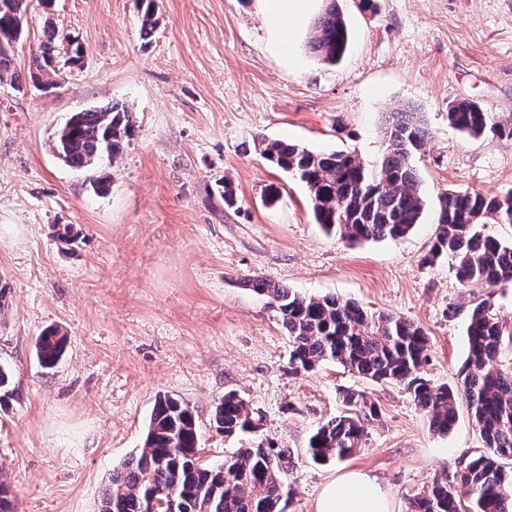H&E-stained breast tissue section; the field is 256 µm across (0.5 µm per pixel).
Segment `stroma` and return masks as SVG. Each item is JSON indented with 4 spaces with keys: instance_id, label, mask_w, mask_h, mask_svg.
<instances>
[{
    "instance_id": "1",
    "label": "stroma",
    "mask_w": 512,
    "mask_h": 512,
    "mask_svg": "<svg viewBox=\"0 0 512 512\" xmlns=\"http://www.w3.org/2000/svg\"><path fill=\"white\" fill-rule=\"evenodd\" d=\"M322 4L342 14L349 47L335 63L302 50L296 70L268 50L256 0H157L147 39L138 0L32 5L13 62L20 79L44 21L83 58L46 93L0 83V362L14 375L0 402V481L14 512H99L162 395L194 408L202 459L283 452L286 512H314L322 487L350 470L376 476L393 512H406L409 497L483 452L465 402L441 435L402 385L332 362L292 372L279 313L242 280L414 322L430 338L424 374L437 385L457 381L472 304L490 299L512 329V287L465 288L452 258L426 261L440 193L512 189V138L448 125L460 99L512 117V0H377L373 12L360 0ZM115 104L129 108L133 130L100 165L110 182L101 197L49 137L70 113ZM406 106L432 138L414 158L427 206L398 240L325 234L306 187L256 148L280 139L372 164L386 149L385 113ZM48 328L67 338L49 369L35 349ZM346 390L375 405L364 446L315 463L308 439L346 413ZM228 391L260 411L257 432L228 438L214 426Z\"/></svg>"
}]
</instances>
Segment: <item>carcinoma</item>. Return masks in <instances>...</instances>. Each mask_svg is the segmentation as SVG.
Segmentation results:
<instances>
[{
	"label": "carcinoma",
	"mask_w": 512,
	"mask_h": 512,
	"mask_svg": "<svg viewBox=\"0 0 512 512\" xmlns=\"http://www.w3.org/2000/svg\"><path fill=\"white\" fill-rule=\"evenodd\" d=\"M141 34L155 29V0H139ZM30 0H0V82L12 71L13 55L26 34ZM310 49L333 63L349 45V31L336 7L316 23ZM82 46L68 34L47 25L35 56L31 85L46 91L58 82L57 59L76 63ZM388 145L380 161L369 164L342 151L320 153L283 140H261V155L302 181L311 197L316 223L328 234L350 243L407 236L421 222L426 199L414 156L429 140L425 121L416 112L384 115ZM448 125L479 138L490 132L512 137V117L504 119L468 99L448 109ZM128 108L114 105L71 113L51 134V148L63 163L89 173L94 192L105 195L109 183L96 174L100 163L121 152L131 135ZM435 243L428 262L446 255L464 287L512 285V240L482 231L488 224H512V190L499 194L451 191L438 196ZM245 286L269 299L279 311L291 342L290 362L297 371H311L335 362L376 382L405 387L429 416L433 432L450 433L457 421L456 402L466 401L486 451L464 463L451 480H436L409 498L408 512H512V473L499 463L512 457V369L497 357L509 331L487 300L469 309L468 355L458 385H435L423 375L429 338L411 321L394 314L373 316L360 305L335 295L302 297L261 277ZM65 347V337L48 329L36 339L39 363L50 368ZM261 416L247 408L235 392H227L214 408L212 421L232 437L256 430ZM360 419L343 414L321 424L308 442L317 462L346 459L363 446ZM282 454L271 448H239L219 464L201 460L194 409L163 395L154 405L142 451L113 470L100 512H149L154 496L173 498L177 512H284Z\"/></svg>",
	"instance_id": "1"
}]
</instances>
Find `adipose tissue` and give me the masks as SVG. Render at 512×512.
<instances>
[{"mask_svg":"<svg viewBox=\"0 0 512 512\" xmlns=\"http://www.w3.org/2000/svg\"><path fill=\"white\" fill-rule=\"evenodd\" d=\"M270 49L288 66L299 62L298 40L320 10L322 0H257ZM314 512H391L390 500L376 476L350 471L325 484Z\"/></svg>","mask_w":512,"mask_h":512,"instance_id":"adipose-tissue-1","label":"adipose tissue"}]
</instances>
